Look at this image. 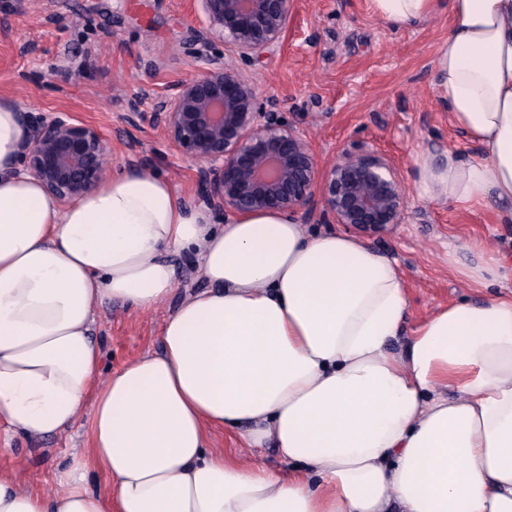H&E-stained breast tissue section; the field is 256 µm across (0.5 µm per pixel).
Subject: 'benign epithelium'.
<instances>
[{
	"label": "benign epithelium",
	"instance_id": "1",
	"mask_svg": "<svg viewBox=\"0 0 512 512\" xmlns=\"http://www.w3.org/2000/svg\"><path fill=\"white\" fill-rule=\"evenodd\" d=\"M292 0H191V39L177 52L197 72L155 97L129 101L126 121L147 124L183 161L196 165V203L231 215L273 212L319 217L363 234H380L405 219L406 188L386 156L347 150L326 164L311 133L286 117L279 101L260 94L236 60L271 55L288 28ZM29 136L18 152L24 172L60 203L89 193L112 166V151L94 125L70 112L23 113Z\"/></svg>",
	"mask_w": 512,
	"mask_h": 512
}]
</instances>
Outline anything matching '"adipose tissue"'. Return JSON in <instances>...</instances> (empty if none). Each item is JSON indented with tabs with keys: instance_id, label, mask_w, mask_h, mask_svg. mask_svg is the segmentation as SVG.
Masks as SVG:
<instances>
[{
	"instance_id": "obj_1",
	"label": "adipose tissue",
	"mask_w": 512,
	"mask_h": 512,
	"mask_svg": "<svg viewBox=\"0 0 512 512\" xmlns=\"http://www.w3.org/2000/svg\"><path fill=\"white\" fill-rule=\"evenodd\" d=\"M372 2L398 26L436 5ZM450 16L438 87L481 152L421 157L414 191L512 202V0H450ZM28 134L0 96V425L48 437L83 417L89 434L52 490L0 470V512H512V289L406 336L402 271L362 240L276 214L217 224L146 171L63 206L18 169ZM182 251L205 288L160 353L101 377L97 307L154 308ZM215 429L273 446L287 472L209 448Z\"/></svg>"
}]
</instances>
